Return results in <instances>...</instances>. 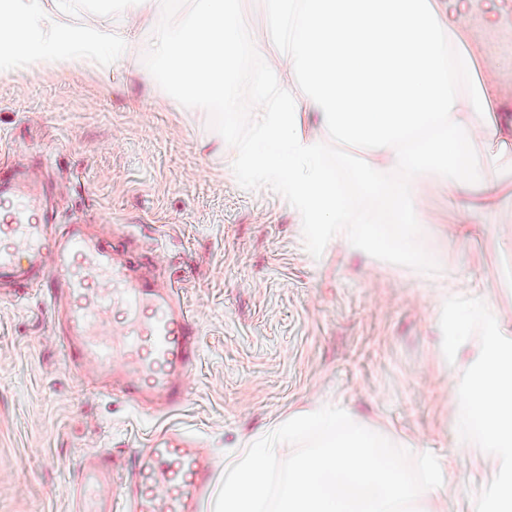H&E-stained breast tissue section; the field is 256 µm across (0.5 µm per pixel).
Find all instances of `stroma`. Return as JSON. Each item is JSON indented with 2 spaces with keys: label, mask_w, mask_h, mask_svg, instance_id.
I'll list each match as a JSON object with an SVG mask.
<instances>
[{
  "label": "stroma",
  "mask_w": 512,
  "mask_h": 512,
  "mask_svg": "<svg viewBox=\"0 0 512 512\" xmlns=\"http://www.w3.org/2000/svg\"><path fill=\"white\" fill-rule=\"evenodd\" d=\"M129 11L118 0L110 14L79 7L70 17L133 31L111 68L0 77V163L43 183L60 224L97 225L138 253L147 276L182 283L201 362L182 406L145 413L84 387L40 292L0 301V512H66L65 491L91 449H111L118 484L132 445L163 428L201 435L223 465L292 414L332 400L412 455L447 459L458 438L448 390L459 367L443 354L425 276L440 273L458 289L484 282L512 337V199L473 212L468 237L456 241L459 208L439 184L427 187L430 228L414 244L421 271L393 250L408 233L410 206L387 229L390 250L333 239L313 249L287 199L226 161V142L250 136L254 98L230 87L226 113L211 97L164 94L154 78L160 31L149 19L131 24ZM478 79L496 88L512 123V63L464 71L461 90ZM366 159L340 141L323 163L383 201L396 178L367 169ZM478 491L470 457L457 458L443 512H469Z\"/></svg>",
  "instance_id": "obj_1"
}]
</instances>
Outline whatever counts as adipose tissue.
Masks as SVG:
<instances>
[{
	"mask_svg": "<svg viewBox=\"0 0 512 512\" xmlns=\"http://www.w3.org/2000/svg\"><path fill=\"white\" fill-rule=\"evenodd\" d=\"M165 35L159 67L176 86L224 89L245 42L238 0H195L186 25L155 14V0H134ZM72 0H0V76L67 62L98 65L124 54L110 32L67 21ZM268 32L286 43L276 92L255 76L249 143L228 156L239 175L275 187L310 229L336 240L385 243V229L353 224L322 157L334 140L365 147L373 166L400 172L392 198L422 196L441 181L461 208L493 209L512 196V129L504 130L492 90L459 89L455 72L481 65L469 37L470 0H267ZM488 146L470 150L472 140Z\"/></svg>",
	"mask_w": 512,
	"mask_h": 512,
	"instance_id": "ef3b65f1",
	"label": "adipose tissue"
}]
</instances>
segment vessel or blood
<instances>
[{
    "instance_id": "vessel-or-blood-1",
    "label": "vessel or blood",
    "mask_w": 512,
    "mask_h": 512,
    "mask_svg": "<svg viewBox=\"0 0 512 512\" xmlns=\"http://www.w3.org/2000/svg\"><path fill=\"white\" fill-rule=\"evenodd\" d=\"M137 260L86 225L57 230L42 192L0 166V284L50 299L52 326L77 373L141 410L183 405L200 361L198 325L180 285L136 275ZM130 479L112 481V451L88 453L66 491L68 512H203L216 487L210 449L192 434L161 430L129 455Z\"/></svg>"
}]
</instances>
